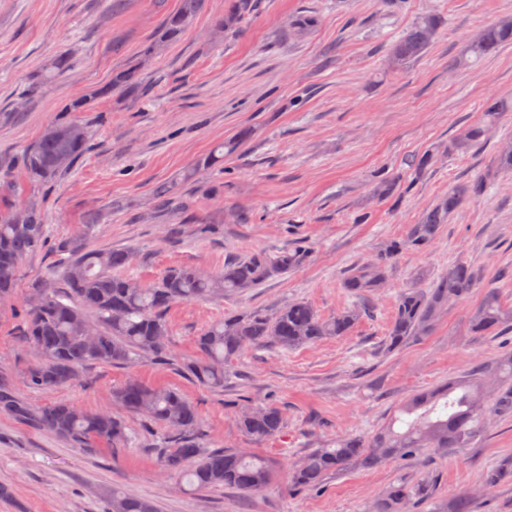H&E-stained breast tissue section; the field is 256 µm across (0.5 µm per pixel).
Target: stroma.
<instances>
[{
  "label": "stroma",
  "mask_w": 512,
  "mask_h": 512,
  "mask_svg": "<svg viewBox=\"0 0 512 512\" xmlns=\"http://www.w3.org/2000/svg\"><path fill=\"white\" fill-rule=\"evenodd\" d=\"M228 5L207 0L192 28L161 44L162 21L178 0H0V204L36 199L47 228L44 245L17 269L15 294L0 299V382L32 406L65 401L115 414L113 393L127 381L178 389L198 409L205 447L264 456L275 478L249 495L229 487L191 492L162 472L149 445L166 431L143 418L127 416L129 446L89 448L0 413V486L8 491L0 512H102L115 489L151 499L158 512H366L389 483L422 477L431 479L433 495L418 512H446L466 491L479 512H512L511 483L488 492L481 486L484 469L512 455V417L487 416L469 448H426L372 470L352 467L313 492L289 487L291 466L310 450L372 435L412 394L512 351L511 331L470 334L478 288L450 304L430 335L397 352L383 348L397 294L414 286L418 269L434 276L449 262H467L512 305V171L469 199L426 254H401L348 335L288 350L246 349L219 389L180 371L197 355V336L224 314L271 311L296 299L323 317L350 307L342 286L348 270L373 260L425 206L489 165L490 147L442 158L416 180L407 161L477 121L489 94L512 97L511 45L475 68L454 66L476 30L512 15V0H405L400 10L385 0H259L224 36L214 26ZM429 12L442 24L427 51L392 66L391 45ZM302 15L314 24L294 31ZM151 44L155 53L144 56ZM63 51L73 56L71 68L36 86L39 71ZM128 68L137 69L144 96L99 95L113 72ZM88 93L87 111L68 112ZM68 120L89 127L88 150L52 182L29 183L21 155L51 123ZM244 130L250 139L223 167H204L217 144ZM381 171L403 194L374 196ZM159 183L174 186L168 205L152 197ZM362 212L368 223H356ZM86 224L90 248L133 251L128 273L143 284L176 265L220 273L229 257L272 255L296 241L308 256L248 292L174 305L168 361L90 365L74 384L36 392L25 382L33 352L20 336L27 293L46 278L58 243ZM266 404L282 410L286 425L256 441L240 429L238 411Z\"/></svg>",
  "instance_id": "1"
}]
</instances>
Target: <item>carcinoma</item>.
<instances>
[{"instance_id": "carcinoma-1", "label": "carcinoma", "mask_w": 512, "mask_h": 512, "mask_svg": "<svg viewBox=\"0 0 512 512\" xmlns=\"http://www.w3.org/2000/svg\"><path fill=\"white\" fill-rule=\"evenodd\" d=\"M205 0H180L179 8L167 15L159 41L172 42L194 24ZM258 0H231L216 31L225 33L247 14L257 9ZM439 17L416 19L406 34L392 47L394 62L402 65L421 56L438 28ZM512 45V17H503L483 28L468 42L456 64L468 66L499 48ZM71 66V57L61 54L41 70L38 82L49 83ZM120 88L139 95L142 86L134 69L120 71L100 88L105 95ZM478 121L468 125L445 146L407 161L418 178L437 158L479 150L490 141L493 129L512 112V97L490 96L480 106ZM249 136L246 131L216 148L204 161L214 166L233 154ZM88 127L76 121L50 125L21 156L24 173L31 183L45 184L70 168L89 146ZM512 170V140L501 141L491 165L474 179L453 186L448 195L426 206L405 237L387 241L378 258L351 269L343 288L354 299L351 307L323 318L304 300H294L270 314L263 309L230 313L207 326L196 338L199 356L182 364L183 372L201 385L221 388L233 361L248 347L293 349L314 345L328 337L348 335L366 313L371 297L388 279V269L404 252L423 255L436 239L442 225L462 204L482 194L495 175ZM91 225L62 241L55 273L62 279L66 295L49 288H31L29 296L39 302L27 304L24 320L25 343L38 351L26 373L33 391L60 388L72 383L79 369L93 363L124 365L134 357H166L169 325L166 312L173 305L196 299L241 294L260 286L276 274L298 268L307 257L305 247L295 242L274 254H252L224 262V272L209 275L193 266H174L150 285H142L125 273L134 259L132 252L105 251L87 247ZM46 224L38 203L28 201L10 207L0 215V299L11 296L16 287L20 262L41 247ZM420 286L402 289L384 339V349L396 352L410 341L428 335L448 306L483 289L478 307L469 317L474 336H488L502 329L512 330V306L505 303L494 283L481 280L464 261H452L432 276L424 269L416 272ZM115 401L130 414L141 416L171 432L174 447L159 445L160 465L197 491L226 486L243 493L266 488L273 469L266 459L236 449L205 448L199 438L196 407L176 389L146 387L136 381L125 383ZM0 412L27 421L38 429L76 443L108 442L126 446L131 436L125 422L108 411H86L59 402L31 407L17 399L9 387L0 384ZM397 412L409 416L404 421L392 416L372 436H343L305 454L291 471L293 490H317L324 480L349 467L372 469L388 461H401L423 448L447 451L468 448L480 433L481 421L493 414L512 415V352L476 371L410 396ZM241 430L257 441L278 435L284 428L282 410L271 405L245 407L238 415ZM512 482V456H504L482 475V486L492 490ZM429 479L415 482L396 480L370 504L368 512H412L430 499ZM106 512H156L149 499L122 491L112 492Z\"/></svg>"}]
</instances>
